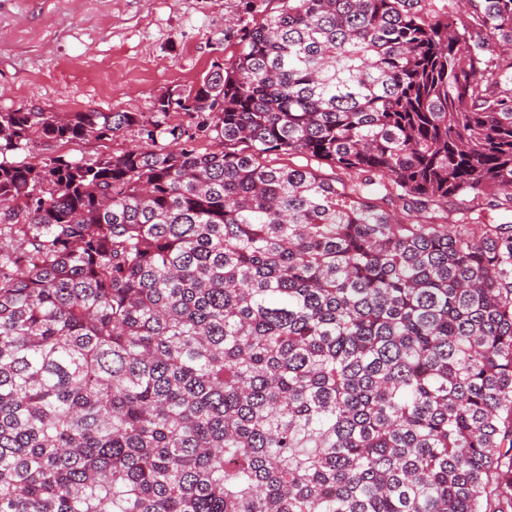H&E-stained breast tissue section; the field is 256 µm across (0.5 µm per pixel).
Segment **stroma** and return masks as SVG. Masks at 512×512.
Segmentation results:
<instances>
[{"mask_svg":"<svg viewBox=\"0 0 512 512\" xmlns=\"http://www.w3.org/2000/svg\"><path fill=\"white\" fill-rule=\"evenodd\" d=\"M240 0H0V112H139L223 62Z\"/></svg>","mask_w":512,"mask_h":512,"instance_id":"obj_1","label":"stroma"}]
</instances>
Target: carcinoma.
<instances>
[{
    "instance_id": "carcinoma-1",
    "label": "carcinoma",
    "mask_w": 512,
    "mask_h": 512,
    "mask_svg": "<svg viewBox=\"0 0 512 512\" xmlns=\"http://www.w3.org/2000/svg\"><path fill=\"white\" fill-rule=\"evenodd\" d=\"M243 2L153 120L0 112V512H512V0ZM139 135L134 131H125L113 141L101 143L97 141L79 142L76 144H69L61 148L38 146L33 148L31 152H22L15 156L13 159L21 161L27 158V161L37 162L41 158L52 156L56 153H66L68 157L73 159H80L81 157H92L99 152H121L134 145L140 144ZM50 148V149H47Z\"/></svg>"
}]
</instances>
